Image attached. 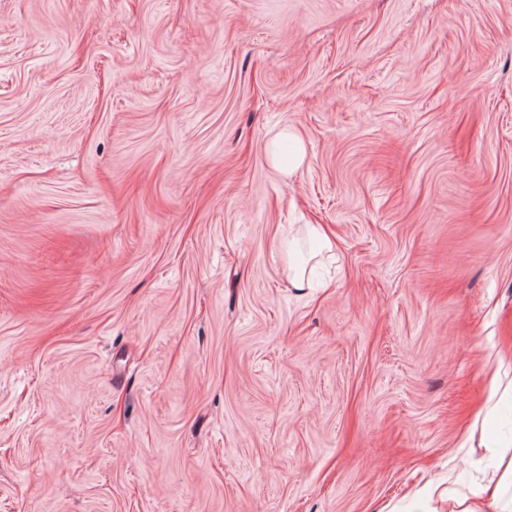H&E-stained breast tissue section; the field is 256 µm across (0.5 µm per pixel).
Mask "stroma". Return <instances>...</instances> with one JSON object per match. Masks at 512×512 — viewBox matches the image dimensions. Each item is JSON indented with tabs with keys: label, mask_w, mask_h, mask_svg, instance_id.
I'll return each mask as SVG.
<instances>
[{
	"label": "stroma",
	"mask_w": 512,
	"mask_h": 512,
	"mask_svg": "<svg viewBox=\"0 0 512 512\" xmlns=\"http://www.w3.org/2000/svg\"><path fill=\"white\" fill-rule=\"evenodd\" d=\"M511 465L512 0H0V512H452Z\"/></svg>",
	"instance_id": "1"
}]
</instances>
